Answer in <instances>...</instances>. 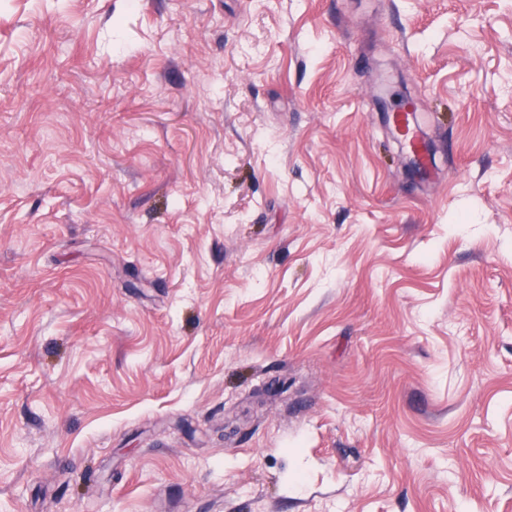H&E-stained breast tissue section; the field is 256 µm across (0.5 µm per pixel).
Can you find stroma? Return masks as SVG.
Masks as SVG:
<instances>
[{
	"label": "stroma",
	"mask_w": 512,
	"mask_h": 512,
	"mask_svg": "<svg viewBox=\"0 0 512 512\" xmlns=\"http://www.w3.org/2000/svg\"><path fill=\"white\" fill-rule=\"evenodd\" d=\"M0 512H512V0H0ZM391 122L393 129L402 137L409 163L419 170L429 171L431 155L421 127L415 129L408 122L407 112L393 113Z\"/></svg>",
	"instance_id": "1"
}]
</instances>
